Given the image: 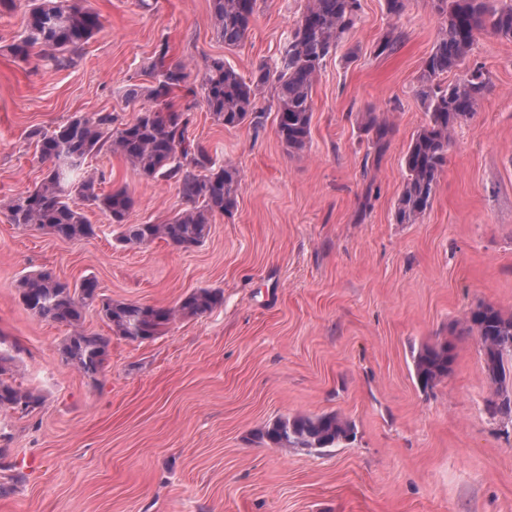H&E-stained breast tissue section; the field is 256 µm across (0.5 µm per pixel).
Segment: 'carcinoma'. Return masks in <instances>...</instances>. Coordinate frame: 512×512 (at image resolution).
I'll return each instance as SVG.
<instances>
[{"label":"carcinoma","instance_id":"cac0c4a2","mask_svg":"<svg viewBox=\"0 0 512 512\" xmlns=\"http://www.w3.org/2000/svg\"><path fill=\"white\" fill-rule=\"evenodd\" d=\"M211 3L217 38L226 47L239 45L250 30L257 0ZM429 4L442 17V25L418 77L416 93L426 120L404 156L406 178L395 207L399 224H416L430 209L455 125L473 118L494 87L484 67L467 65L476 39L483 33L512 38V0H429ZM360 8V0H308L273 64H260L248 80L222 58L205 61L200 82L206 110L226 127L249 124L258 129L263 114L256 110V96L270 84L277 102V135L288 153L302 154L311 137L313 86L326 59L337 54L344 34L356 25ZM101 27L97 12L71 6L68 0H31L27 35L11 45V52L23 62L37 52L64 61V54L77 53ZM399 40L397 28L390 27L379 39L377 53L393 51ZM168 54V43L163 41L156 51L149 85L128 89L126 100L144 93L154 102V107L138 112L132 120L98 112L91 118L75 117L53 130L30 133L46 169L33 188L4 203L11 223L68 241L93 237L97 226L75 205L76 198L101 212L116 240L124 245L162 239L177 250L188 251L205 241L216 215H233L238 170L231 164H217L202 142L189 137L193 114L176 108L174 95L179 91L194 97L197 91L189 81L188 65L170 61ZM461 68L465 69L462 78L445 87L440 84L441 76ZM361 127L378 152L393 131L383 112L364 113ZM104 151L121 156L144 180L174 182L186 207L162 224L133 222L135 201L127 186L105 192L100 187L103 178L82 172L87 159ZM17 288L26 309L44 321L71 329L59 348L61 360L92 378L108 356L110 338L83 329L87 309L95 308L114 334L148 340L176 318L202 316L224 300L218 288H198L172 308L126 303L101 295L92 277L71 285L48 271L24 276ZM464 331L477 336L486 373L495 386L493 397L486 401L487 412L512 417L508 391L512 372L504 362L512 355V314L493 304H480L466 317ZM454 361V346L448 341L422 347L413 357L419 388L424 392L433 389L451 374ZM13 362V356L0 352V409L30 414L42 399L15 384ZM257 437L274 448H332L352 439L354 427L336 413L296 414L266 425Z\"/></svg>","mask_w":512,"mask_h":512}]
</instances>
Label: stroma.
I'll return each mask as SVG.
<instances>
[{"label": "stroma", "mask_w": 512, "mask_h": 512, "mask_svg": "<svg viewBox=\"0 0 512 512\" xmlns=\"http://www.w3.org/2000/svg\"><path fill=\"white\" fill-rule=\"evenodd\" d=\"M70 2L103 26L65 66L15 59L28 2L0 7V201L43 176L31 130L149 108L124 90L148 84L161 41L191 71L221 57L247 79L275 60L307 4L259 0L247 37L228 49L210 0ZM441 22L427 0H408L396 21L385 0H361L313 87L300 156L276 133L273 89L256 99L259 129L224 127L201 101L176 98L194 115L191 136L240 175L233 216H215L199 247L122 246L93 208L97 235L70 242L17 227L0 208V337L19 347L16 383L43 396L28 415L0 410V512H512V421L486 412L494 387L463 330L481 303L512 314V39L477 38L470 60L494 88L456 127L431 209L416 224L394 217L425 121L415 87ZM393 25L400 44L377 54ZM371 109L394 126L378 160L360 127ZM86 168L103 190L129 187L134 222L183 207L172 182L142 180L112 153ZM33 270L95 278L115 301L172 307L204 287L224 301L143 342L111 336L87 310L84 329L112 338L91 378L60 358L67 327L23 306L16 283ZM441 340L454 346L453 371L425 393L412 353ZM330 412L355 439L286 451L255 437L276 419Z\"/></svg>", "instance_id": "1"}]
</instances>
